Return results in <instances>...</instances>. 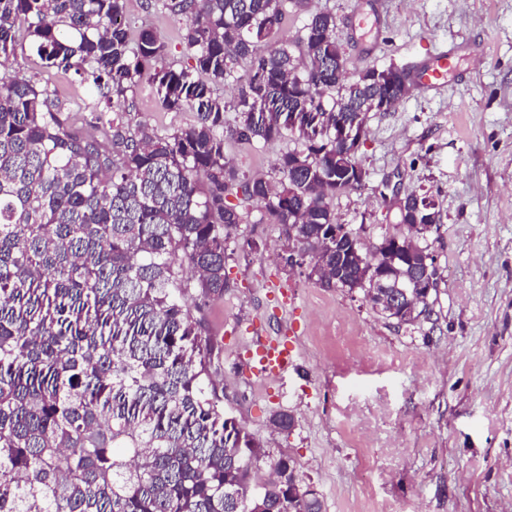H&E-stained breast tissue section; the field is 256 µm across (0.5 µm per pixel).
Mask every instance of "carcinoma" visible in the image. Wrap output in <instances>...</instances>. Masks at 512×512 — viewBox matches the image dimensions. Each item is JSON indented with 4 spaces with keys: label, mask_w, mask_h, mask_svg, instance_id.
Segmentation results:
<instances>
[{
    "label": "carcinoma",
    "mask_w": 512,
    "mask_h": 512,
    "mask_svg": "<svg viewBox=\"0 0 512 512\" xmlns=\"http://www.w3.org/2000/svg\"><path fill=\"white\" fill-rule=\"evenodd\" d=\"M158 2L184 21L180 69L162 65L150 28L130 47L125 0H0V51L29 40L45 70H74L101 99L149 76L167 110L196 112L161 134L70 107L42 77L0 76V512H323L318 494L288 496L302 483L291 458L259 475L263 445L225 416L209 372L203 309L229 287L238 193L296 228L320 286L359 272L355 256L337 275L326 246L336 192L363 187L336 119L363 120L373 97L395 106L410 72L365 68L345 82L336 16L315 14L290 42L288 0ZM241 68L244 121L226 129L210 86ZM296 110L331 135H299L278 178H241L225 141L278 140ZM415 199L400 202V222L435 223Z\"/></svg>",
    "instance_id": "1"
}]
</instances>
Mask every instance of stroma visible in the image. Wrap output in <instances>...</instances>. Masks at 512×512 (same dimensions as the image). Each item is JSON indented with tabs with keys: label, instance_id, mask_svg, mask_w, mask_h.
<instances>
[{
	"label": "stroma",
	"instance_id": "stroma-1",
	"mask_svg": "<svg viewBox=\"0 0 512 512\" xmlns=\"http://www.w3.org/2000/svg\"><path fill=\"white\" fill-rule=\"evenodd\" d=\"M319 12L335 15L351 66L413 67L436 45L456 59L442 93L416 87L391 111L367 113L357 152L366 183L331 204L337 223L372 244L406 234L397 199L433 200L442 221L420 241L439 272L433 313L399 325L361 291L284 268L281 226L250 209L229 242L230 286L204 309L224 411L263 443L266 462L293 459L323 512H512V0H289V40ZM126 18L131 32H156L167 64L181 60L178 17L127 0ZM0 62L48 74L62 99L92 95L74 71L44 72L28 41ZM127 98L131 119L162 133L195 120L165 109L148 78ZM297 141L230 140L225 154L240 175L272 177ZM285 334L296 367L251 376L253 338ZM281 412L292 429L273 426Z\"/></svg>",
	"mask_w": 512,
	"mask_h": 512
}]
</instances>
